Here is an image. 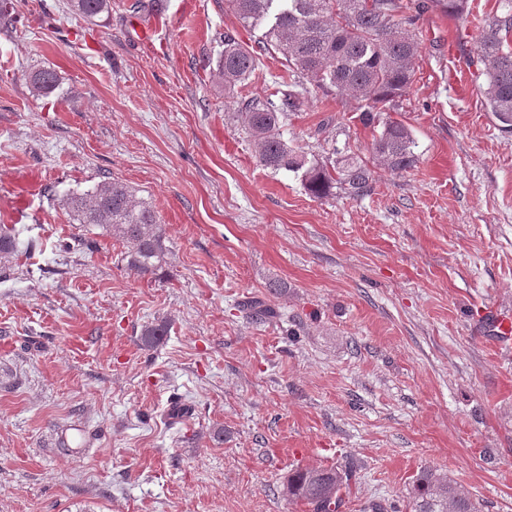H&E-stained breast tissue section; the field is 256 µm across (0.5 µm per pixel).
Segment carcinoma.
I'll use <instances>...</instances> for the list:
<instances>
[{"mask_svg":"<svg viewBox=\"0 0 512 512\" xmlns=\"http://www.w3.org/2000/svg\"><path fill=\"white\" fill-rule=\"evenodd\" d=\"M440 6L451 15L471 11L470 0H225V6L245 28L262 26V38L252 44L224 34V51L217 65L218 83L234 94L254 75L260 57L274 49L291 73L328 95L353 102L365 127L371 130L370 153L377 165L392 172L416 166V143L407 125L381 117L395 112L412 84L420 56L414 31L418 12ZM72 10L94 20L112 10V0H70ZM477 63L484 78L485 107L499 127L512 131V0H499L493 13L480 15ZM32 92L43 95L58 83L57 73L40 69L28 77ZM306 83V84H308ZM296 79L282 82L280 103L244 96L238 118L252 139L259 163L273 171L301 175L307 191L324 198L340 191L359 198L373 188L369 163L348 150L323 162L311 159L284 136L288 110L308 92ZM64 209L80 224H89L131 246L128 265L150 272L164 259V229L154 206L125 182L109 175L91 191L62 199ZM21 254L16 227L0 224V259L6 263ZM167 333L163 322L142 329L149 345ZM351 467H298L282 484V495L311 512H341L345 496L357 483ZM410 512H477L470 496L448 476L431 469L412 481Z\"/></svg>","mask_w":512,"mask_h":512,"instance_id":"carcinoma-1","label":"carcinoma"}]
</instances>
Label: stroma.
Here are the masks:
<instances>
[{
	"instance_id": "obj_1",
	"label": "stroma",
	"mask_w": 512,
	"mask_h": 512,
	"mask_svg": "<svg viewBox=\"0 0 512 512\" xmlns=\"http://www.w3.org/2000/svg\"><path fill=\"white\" fill-rule=\"evenodd\" d=\"M68 2L15 0L0 23V224L37 244L0 275V512H306L289 471L348 460L342 512L406 504L425 467L512 512V350L480 329L512 314V132L485 109L477 22H416L394 117L417 166L320 199L259 163L215 79L221 35L262 28L224 0H112L93 21ZM39 68L59 83L37 97ZM287 75L267 53L245 92ZM288 136L319 158L371 141L316 89ZM108 174L159 212L161 269H129L126 242L63 209ZM258 298L275 317L250 318ZM174 398L189 420L169 421Z\"/></svg>"
}]
</instances>
